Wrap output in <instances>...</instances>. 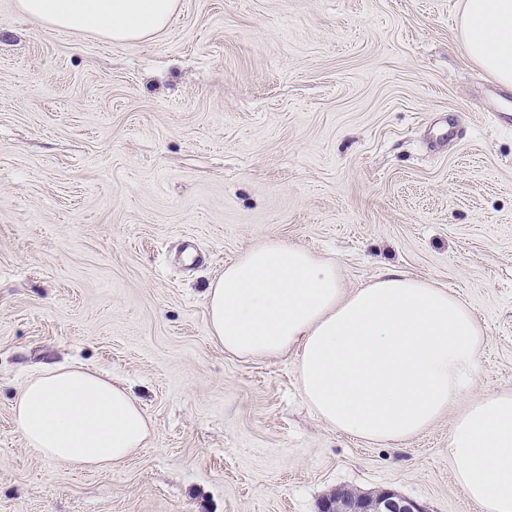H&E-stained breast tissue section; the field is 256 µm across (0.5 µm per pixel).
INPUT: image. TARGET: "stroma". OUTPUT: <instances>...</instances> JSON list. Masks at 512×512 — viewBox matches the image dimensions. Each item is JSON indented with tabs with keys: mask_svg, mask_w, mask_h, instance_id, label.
<instances>
[{
	"mask_svg": "<svg viewBox=\"0 0 512 512\" xmlns=\"http://www.w3.org/2000/svg\"><path fill=\"white\" fill-rule=\"evenodd\" d=\"M461 0H180L145 44L0 0V512H318L391 490L485 512L450 419L367 444L304 401L292 355L209 336L204 290L276 237L468 302L480 393L512 390V89L464 54ZM128 386L155 437L125 467L41 458L11 406L36 368Z\"/></svg>",
	"mask_w": 512,
	"mask_h": 512,
	"instance_id": "35a3bbf8",
	"label": "stroma"
}]
</instances>
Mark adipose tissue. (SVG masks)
I'll return each instance as SVG.
<instances>
[{
    "label": "adipose tissue",
    "mask_w": 512,
    "mask_h": 512,
    "mask_svg": "<svg viewBox=\"0 0 512 512\" xmlns=\"http://www.w3.org/2000/svg\"><path fill=\"white\" fill-rule=\"evenodd\" d=\"M178 0H19L48 28L135 42L164 31ZM469 58L512 85V0H462ZM211 340L241 360L294 354L301 393L336 430L404 442L445 416L456 484L487 512H512V391L472 395L482 325L433 280L389 272L346 288L335 260L279 238L248 245L205 292ZM24 445L76 471L123 467L155 436L129 388L81 365L47 367L19 389Z\"/></svg>",
    "instance_id": "1"
}]
</instances>
